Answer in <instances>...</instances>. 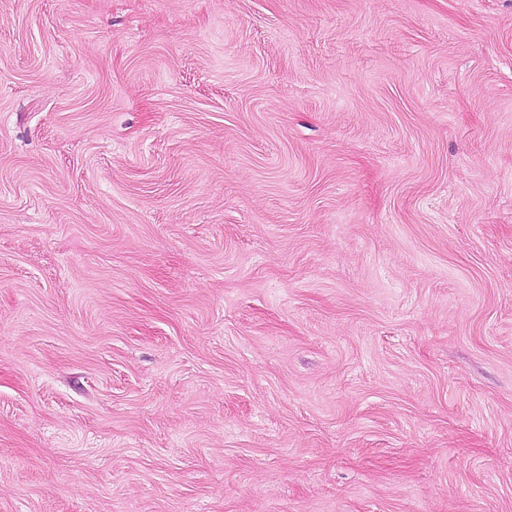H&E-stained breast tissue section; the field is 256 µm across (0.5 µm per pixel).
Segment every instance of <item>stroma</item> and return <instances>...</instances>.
I'll return each mask as SVG.
<instances>
[{"mask_svg": "<svg viewBox=\"0 0 512 512\" xmlns=\"http://www.w3.org/2000/svg\"><path fill=\"white\" fill-rule=\"evenodd\" d=\"M0 512H512V0H0Z\"/></svg>", "mask_w": 512, "mask_h": 512, "instance_id": "obj_1", "label": "stroma"}]
</instances>
